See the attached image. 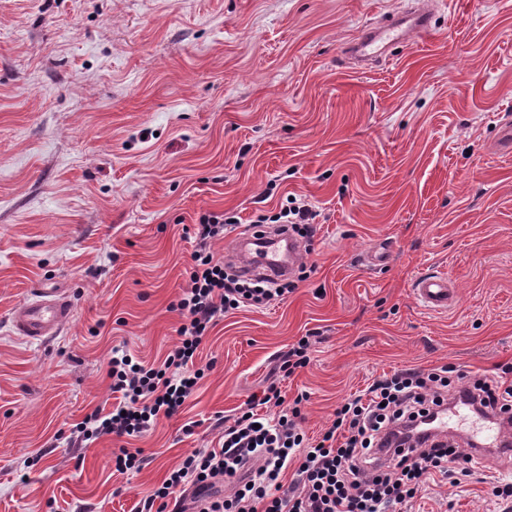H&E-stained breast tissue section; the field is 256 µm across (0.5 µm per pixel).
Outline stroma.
<instances>
[{"mask_svg":"<svg viewBox=\"0 0 512 512\" xmlns=\"http://www.w3.org/2000/svg\"><path fill=\"white\" fill-rule=\"evenodd\" d=\"M419 0H0V512H136L224 419L277 381L318 441L337 407L386 373L512 365V0H443L433 35L363 69L343 45ZM320 211L309 278L226 314L179 414L140 437L67 438L111 410L113 349L161 363L179 325L193 226L249 225L288 195ZM379 266L365 257L379 244ZM438 271L448 310L414 280ZM37 288L70 300L59 336H17ZM315 334L311 363L273 379ZM141 449L137 472L118 448ZM512 463L488 455L428 479L394 512H498ZM413 291L417 299L433 311L447 309L454 294V288L448 286V279L438 273L419 276L414 282Z\"/></svg>","mask_w":512,"mask_h":512,"instance_id":"1","label":"stroma"}]
</instances>
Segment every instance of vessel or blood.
I'll return each mask as SVG.
<instances>
[{
    "label": "vessel or blood",
    "mask_w": 512,
    "mask_h": 512,
    "mask_svg": "<svg viewBox=\"0 0 512 512\" xmlns=\"http://www.w3.org/2000/svg\"><path fill=\"white\" fill-rule=\"evenodd\" d=\"M431 13L416 8L394 14L383 22L371 25L350 41L346 56L355 65L378 61L384 56H395L406 51L413 38L433 32ZM235 255L243 266H250L253 253H260L265 272L273 278L292 274L305 256L302 243L296 238L280 240L255 232L237 237ZM414 294L428 309H447L454 290L445 276L432 273L419 276L414 282ZM72 318L69 299L61 294L41 291L36 298L22 302L11 316L13 330L31 341L43 342L58 335Z\"/></svg>",
    "instance_id": "1"
}]
</instances>
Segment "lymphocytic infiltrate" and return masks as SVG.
<instances>
[{
	"label": "lymphocytic infiltrate",
	"instance_id": "lymphocytic-infiltrate-1",
	"mask_svg": "<svg viewBox=\"0 0 512 512\" xmlns=\"http://www.w3.org/2000/svg\"><path fill=\"white\" fill-rule=\"evenodd\" d=\"M316 217L308 203L293 199L275 216L257 215L256 222L277 223L280 232L309 242ZM236 222L221 212L199 215L188 285L171 305L181 318L174 348L157 368L113 349L106 376L120 399L110 412L86 414L73 428L69 447L104 436L137 437L159 418L178 414L204 376L196 352L225 313L263 308L297 289L296 280L247 276L215 259L212 242ZM459 379L448 365L379 377L337 407L331 426L311 446L300 427V406L286 405L278 386L269 385L225 426L220 450L200 448L187 456L140 512H387L416 498L430 474H472L457 442L425 435L404 444L396 439L400 429L427 428L452 398L477 415L512 423V384L499 375L475 374L464 385ZM288 471L293 478L286 485L281 478ZM223 480L231 485L226 495L215 489Z\"/></svg>",
	"mask_w": 512,
	"mask_h": 512
}]
</instances>
